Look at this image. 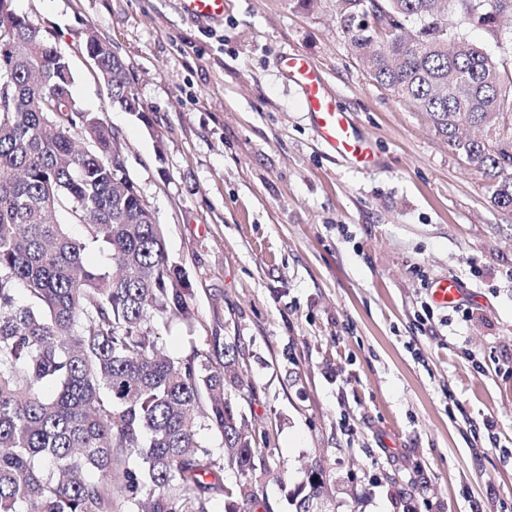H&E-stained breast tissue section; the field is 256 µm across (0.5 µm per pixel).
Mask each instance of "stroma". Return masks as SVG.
Returning a JSON list of instances; mask_svg holds the SVG:
<instances>
[{"label":"stroma","instance_id":"stroma-1","mask_svg":"<svg viewBox=\"0 0 512 512\" xmlns=\"http://www.w3.org/2000/svg\"><path fill=\"white\" fill-rule=\"evenodd\" d=\"M13 4L68 59L77 104L103 113L188 275L195 318L169 319L160 345H237L246 420L277 450L258 481L271 512H294L318 459L331 512H512V212L369 77L335 0H225L218 22L180 0ZM90 28L125 61L140 113L111 107ZM287 53L322 73L375 167L319 140ZM443 276L466 298L423 320Z\"/></svg>","mask_w":512,"mask_h":512}]
</instances>
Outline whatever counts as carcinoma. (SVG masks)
Listing matches in <instances>:
<instances>
[{"label":"carcinoma","mask_w":512,"mask_h":512,"mask_svg":"<svg viewBox=\"0 0 512 512\" xmlns=\"http://www.w3.org/2000/svg\"><path fill=\"white\" fill-rule=\"evenodd\" d=\"M512 0H336L371 77L426 115L435 134L512 211V64L461 27L512 43ZM386 20L376 29L370 16ZM84 47L112 107L140 112L125 62L97 34ZM0 512H226L266 507L256 489L275 453L244 432L236 344L173 358L158 326L191 317L194 291L124 175L112 128L75 103L68 61L11 10L0 13ZM84 227L72 237L61 214ZM108 252L119 272L87 260ZM221 439L217 455L200 431ZM311 466L295 512H325Z\"/></svg>","instance_id":"1"}]
</instances>
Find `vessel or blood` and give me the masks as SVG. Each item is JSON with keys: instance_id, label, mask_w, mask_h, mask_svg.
<instances>
[{"instance_id": "b4317fda", "label": "vessel or blood", "mask_w": 512, "mask_h": 512, "mask_svg": "<svg viewBox=\"0 0 512 512\" xmlns=\"http://www.w3.org/2000/svg\"><path fill=\"white\" fill-rule=\"evenodd\" d=\"M181 5L184 12L196 18L218 21L224 16V0H181ZM281 70L285 78L301 87L304 106L321 141L343 159L368 164L372 155L369 144L359 135L348 113L337 108L322 75L308 58L284 55ZM429 297L435 305L446 307L461 299L462 288L456 279L443 277L430 285Z\"/></svg>"}]
</instances>
